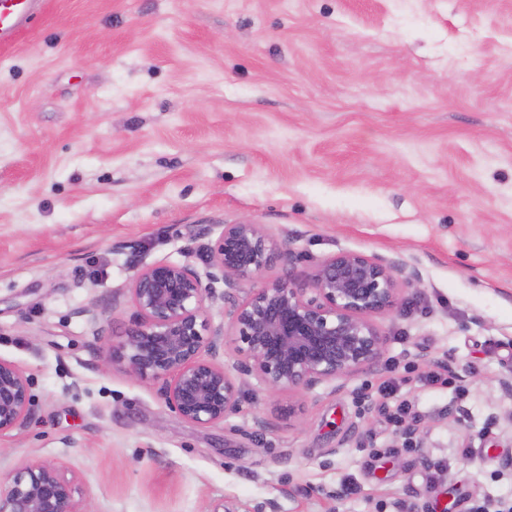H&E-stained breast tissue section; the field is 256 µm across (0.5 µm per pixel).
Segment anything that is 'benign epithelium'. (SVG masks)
I'll return each mask as SVG.
<instances>
[{
	"label": "benign epithelium",
	"mask_w": 512,
	"mask_h": 512,
	"mask_svg": "<svg viewBox=\"0 0 512 512\" xmlns=\"http://www.w3.org/2000/svg\"><path fill=\"white\" fill-rule=\"evenodd\" d=\"M277 258L292 261L284 243L245 219L224 225L204 278L188 264L144 265L130 288L136 317L125 340L106 350L105 362L158 384L166 405L200 427L238 413L234 370L267 390L310 393L324 384L342 389L350 377L377 369L386 336L371 317L394 315L401 286L417 281V272L396 260L340 251L323 260L306 285L272 281L239 295ZM217 298L228 305L239 355L231 370L221 359L224 328L212 325L205 306ZM30 416L29 379L0 358V435ZM83 498L78 480L58 467L24 465L0 490V512H87Z\"/></svg>",
	"instance_id": "1"
}]
</instances>
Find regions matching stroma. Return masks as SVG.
Returning <instances> with one entry per match:
<instances>
[{
  "mask_svg": "<svg viewBox=\"0 0 512 512\" xmlns=\"http://www.w3.org/2000/svg\"><path fill=\"white\" fill-rule=\"evenodd\" d=\"M245 218L295 256L253 287L342 250L419 279L379 369L243 375L201 428L98 347L141 262L207 272ZM0 358L33 410L0 484L51 463L89 512H512V0H45L0 47Z\"/></svg>",
  "mask_w": 512,
  "mask_h": 512,
  "instance_id": "obj_1",
  "label": "stroma"
}]
</instances>
